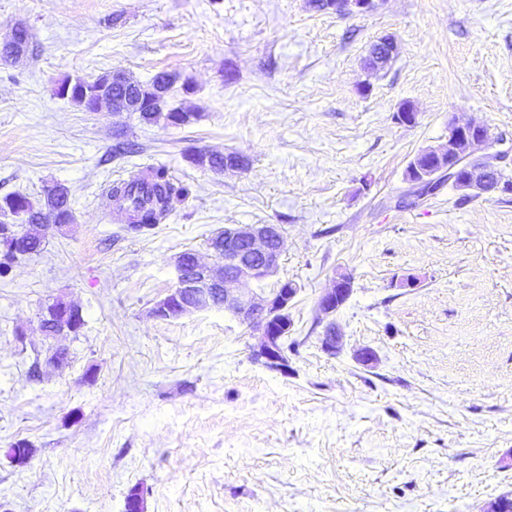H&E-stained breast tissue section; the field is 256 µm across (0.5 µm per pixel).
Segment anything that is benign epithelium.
<instances>
[{"mask_svg": "<svg viewBox=\"0 0 512 512\" xmlns=\"http://www.w3.org/2000/svg\"><path fill=\"white\" fill-rule=\"evenodd\" d=\"M379 0H329V11L338 15H363L377 9ZM114 90L107 99L114 112L133 109L123 92L122 75L109 76ZM492 141L486 126L475 122H455L448 128L447 142L428 149L434 159L412 174V183L435 187L440 181L451 183L467 194H486L488 175L503 170L498 155L490 152ZM209 251L216 262L207 264L183 251L174 259L175 283L165 298L151 309L156 319L174 320L199 309L219 308L236 316L259 336L250 349L252 359L274 371L288 369L287 357L278 349L282 331L290 326L289 304L298 289H272L257 296L250 288L255 282L278 274L282 256V235L277 224H234L211 236ZM353 285L339 278L321 296L318 308L329 319L321 344L334 355L340 351L341 336L331 320L349 300ZM43 314L62 329L79 332L84 326L82 310L69 304L50 303Z\"/></svg>", "mask_w": 512, "mask_h": 512, "instance_id": "benign-epithelium-1", "label": "benign epithelium"}]
</instances>
